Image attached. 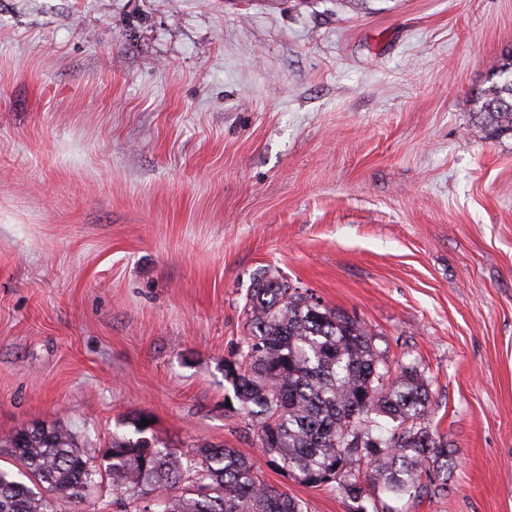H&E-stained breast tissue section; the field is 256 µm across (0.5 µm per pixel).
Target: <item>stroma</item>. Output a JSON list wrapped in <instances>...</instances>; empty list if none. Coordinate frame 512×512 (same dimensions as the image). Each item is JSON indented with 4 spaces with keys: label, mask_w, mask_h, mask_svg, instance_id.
<instances>
[{
    "label": "stroma",
    "mask_w": 512,
    "mask_h": 512,
    "mask_svg": "<svg viewBox=\"0 0 512 512\" xmlns=\"http://www.w3.org/2000/svg\"><path fill=\"white\" fill-rule=\"evenodd\" d=\"M512 0H0V441L130 418L269 465L224 362L269 269L429 383L447 492L512 512V138L473 99ZM53 512H120L111 481Z\"/></svg>",
    "instance_id": "35a3bbf8"
}]
</instances>
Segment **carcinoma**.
Returning <instances> with one entry per match:
<instances>
[{
	"mask_svg": "<svg viewBox=\"0 0 512 512\" xmlns=\"http://www.w3.org/2000/svg\"><path fill=\"white\" fill-rule=\"evenodd\" d=\"M499 80L482 89L474 114L491 139L512 137V56ZM246 336L224 377L240 410L258 418L257 436L270 461L312 487L331 485L354 501L417 500L423 474L443 475L453 453L425 424L427 380L414 368L395 378L361 323L322 304L271 270L246 298ZM114 434L96 466L62 424L23 425L3 439L19 473L0 467V512H52L50 498L78 500L112 480L122 512H303L301 501L264 481L234 448L201 446L197 462L158 438L142 418Z\"/></svg>",
	"mask_w": 512,
	"mask_h": 512,
	"instance_id": "1",
	"label": "carcinoma"
}]
</instances>
